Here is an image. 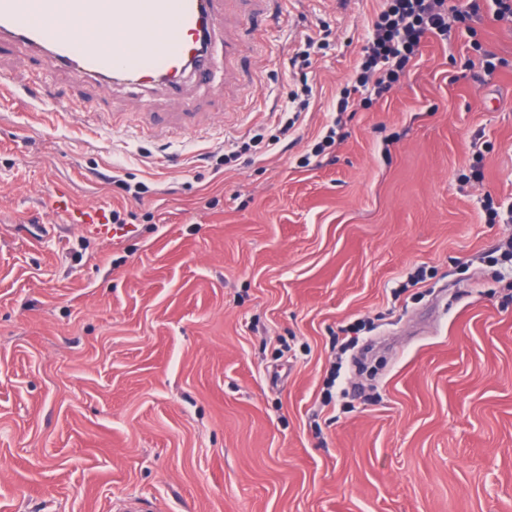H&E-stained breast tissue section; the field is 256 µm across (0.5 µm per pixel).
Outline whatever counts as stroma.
Returning a JSON list of instances; mask_svg holds the SVG:
<instances>
[{"mask_svg": "<svg viewBox=\"0 0 512 512\" xmlns=\"http://www.w3.org/2000/svg\"><path fill=\"white\" fill-rule=\"evenodd\" d=\"M383 2L224 0L237 54L179 97L0 51L44 85L0 99V512H512V22L426 36L337 112ZM318 24L309 111L233 157ZM357 322L378 376L325 404ZM55 203L58 209L67 212L74 224H85L99 233L109 232V226L106 220V211L104 208H85L76 203L71 196L59 190L55 193Z\"/></svg>", "mask_w": 512, "mask_h": 512, "instance_id": "35a3bbf8", "label": "stroma"}]
</instances>
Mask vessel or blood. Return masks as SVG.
Listing matches in <instances>:
<instances>
[{
	"label": "vessel or blood",
	"mask_w": 512,
	"mask_h": 512,
	"mask_svg": "<svg viewBox=\"0 0 512 512\" xmlns=\"http://www.w3.org/2000/svg\"><path fill=\"white\" fill-rule=\"evenodd\" d=\"M224 0H0V43L51 57L78 78L172 93L209 83ZM58 209L73 223L109 230L104 208L65 192Z\"/></svg>",
	"instance_id": "b4317fda"
}]
</instances>
